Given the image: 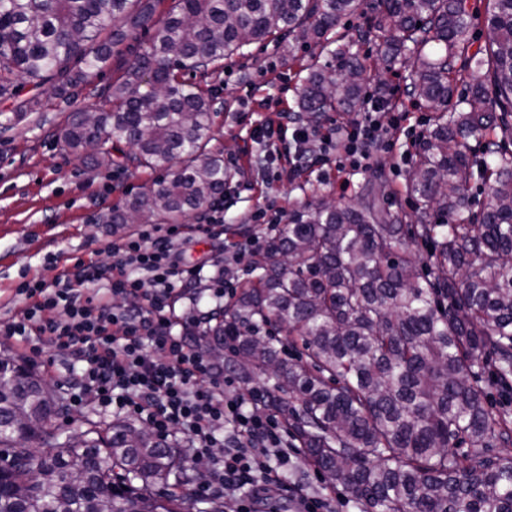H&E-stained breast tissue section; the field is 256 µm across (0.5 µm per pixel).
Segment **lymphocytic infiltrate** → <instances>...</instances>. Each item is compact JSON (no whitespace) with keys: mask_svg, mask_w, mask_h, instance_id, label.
<instances>
[{"mask_svg":"<svg viewBox=\"0 0 512 512\" xmlns=\"http://www.w3.org/2000/svg\"><path fill=\"white\" fill-rule=\"evenodd\" d=\"M407 118L398 100L365 96L357 118L336 126L339 171L368 169L390 153ZM277 128L302 145L276 178L322 170V150L309 147L315 128L285 109ZM222 224L212 205L197 223L152 225L111 244L108 267L80 263L51 281L22 279L14 289L20 309L0 321V335L31 353L54 351L79 363L67 381L71 407L92 405L148 424L185 461L210 462L196 496L232 500L247 487L282 484L295 450L279 418L259 410L257 391L228 396L223 367L185 332L187 324H205L210 309L196 305L173 317L176 303L202 283V265L182 264L181 254L200 238H220Z\"/></svg>","mask_w":512,"mask_h":512,"instance_id":"f902f5d3","label":"lymphocytic infiltrate"}]
</instances>
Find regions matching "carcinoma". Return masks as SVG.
<instances>
[{"label":"carcinoma","instance_id":"1","mask_svg":"<svg viewBox=\"0 0 512 512\" xmlns=\"http://www.w3.org/2000/svg\"><path fill=\"white\" fill-rule=\"evenodd\" d=\"M485 45L470 51L468 0H376L367 36L386 37L381 63L412 60L408 95L434 113V128L408 174L410 222L376 203L328 199L288 213V224L251 254L256 282L195 332L224 346V370L266 384L303 460L350 494L360 512H512V421L488 399L512 395V0H490ZM361 0H174L162 20L150 0H0V97L17 79L40 85L70 64L91 72L127 28H157L108 90L110 108L80 112L61 148L100 166L112 143L160 173L144 192L92 217L102 224H176L224 194V158L207 151L212 98L182 79L283 32L298 44L328 40ZM487 80L448 105L455 62ZM336 79L311 71L299 111L318 124L348 112L369 79L347 45ZM158 92L147 95L146 79ZM477 140L478 159L466 141ZM487 189L479 215L469 187ZM430 246L426 259L413 244ZM68 413L42 379L0 354V512H224V503L156 487L178 477L169 446L125 420L93 422L73 436L49 422ZM123 485L133 497L118 496Z\"/></svg>","mask_w":512,"mask_h":512}]
</instances>
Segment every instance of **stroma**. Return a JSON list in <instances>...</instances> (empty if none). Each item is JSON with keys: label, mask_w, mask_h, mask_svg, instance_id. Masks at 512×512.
I'll return each instance as SVG.
<instances>
[{"label": "stroma", "mask_w": 512, "mask_h": 512, "mask_svg": "<svg viewBox=\"0 0 512 512\" xmlns=\"http://www.w3.org/2000/svg\"><path fill=\"white\" fill-rule=\"evenodd\" d=\"M148 40L144 31H134L119 45L118 55L77 86H62L54 78L37 89L21 80L13 95L0 99V315L14 313L13 291L21 277L50 280L81 261L109 264L108 246L127 235V228L96 224L91 217L145 191L155 172L130 162L132 150L126 143L112 145L117 165L97 167L86 157L64 153L56 134L73 113L107 109L108 87ZM335 52V43L296 46L291 36L284 35L185 76L213 99L208 149L223 155L231 174L222 203L223 243L203 240L193 244L189 254L214 260L235 287L254 278L236 247L250 213L267 207L289 209L315 198L344 204L357 198L367 184L369 174L363 171L350 177L346 192L337 191L332 163L321 180L303 176L290 183L270 181L252 163L266 147L256 130L274 116L273 111L259 109L257 99L264 97L297 111L298 89L308 68L335 64ZM416 151L409 139L402 138L391 153L374 162L393 200L408 212L413 205L405 193V179L408 157ZM286 482L287 489L250 496L252 512H293L289 486L316 491L327 479L297 458L287 470Z\"/></svg>", "instance_id": "1"}]
</instances>
